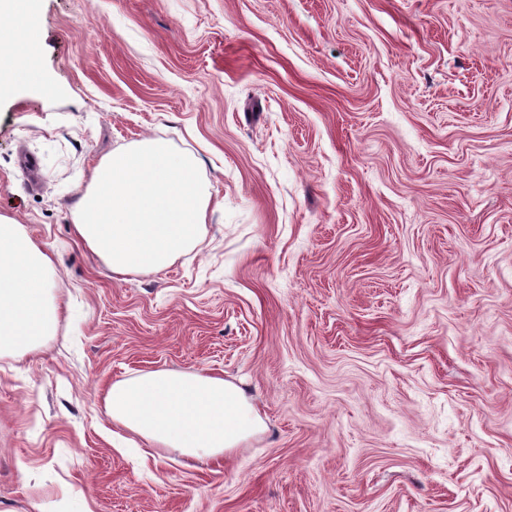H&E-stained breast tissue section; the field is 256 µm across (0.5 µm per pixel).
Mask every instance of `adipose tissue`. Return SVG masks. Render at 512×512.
Here are the masks:
<instances>
[{"instance_id":"adipose-tissue-1","label":"adipose tissue","mask_w":512,"mask_h":512,"mask_svg":"<svg viewBox=\"0 0 512 512\" xmlns=\"http://www.w3.org/2000/svg\"><path fill=\"white\" fill-rule=\"evenodd\" d=\"M36 0H0V95L34 69L8 19L32 17ZM53 261L14 218L0 215V353L22 356L54 332L59 307L49 298ZM113 422L191 458L218 457L260 427L243 392L220 377L152 371L121 380L106 395Z\"/></svg>"}]
</instances>
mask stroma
<instances>
[{
	"mask_svg": "<svg viewBox=\"0 0 512 512\" xmlns=\"http://www.w3.org/2000/svg\"><path fill=\"white\" fill-rule=\"evenodd\" d=\"M0 97V214L53 259L0 356V512H512V0H38ZM200 160L199 242L112 273L72 233L95 166ZM240 388L260 429L189 458L113 383Z\"/></svg>",
	"mask_w": 512,
	"mask_h": 512,
	"instance_id": "1",
	"label": "stroma"
}]
</instances>
